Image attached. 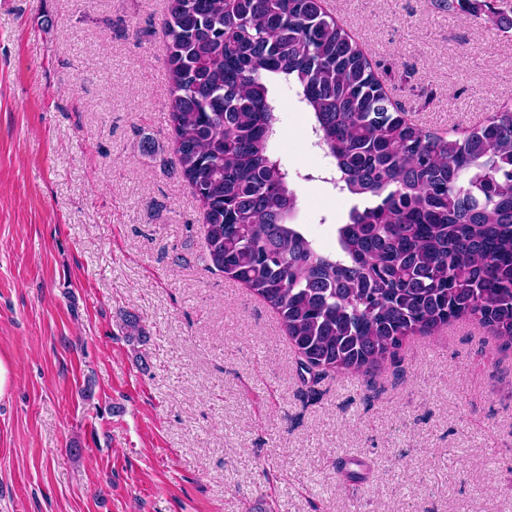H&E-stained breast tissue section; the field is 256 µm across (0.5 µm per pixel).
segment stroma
<instances>
[{
  "instance_id": "35a3bbf8",
  "label": "stroma",
  "mask_w": 512,
  "mask_h": 512,
  "mask_svg": "<svg viewBox=\"0 0 512 512\" xmlns=\"http://www.w3.org/2000/svg\"><path fill=\"white\" fill-rule=\"evenodd\" d=\"M323 5L421 128L512 103V32L486 18ZM167 6L0 0V512H512V343L461 318L311 386L278 314L212 265L170 163ZM294 94L276 152L330 251L352 200Z\"/></svg>"
}]
</instances>
